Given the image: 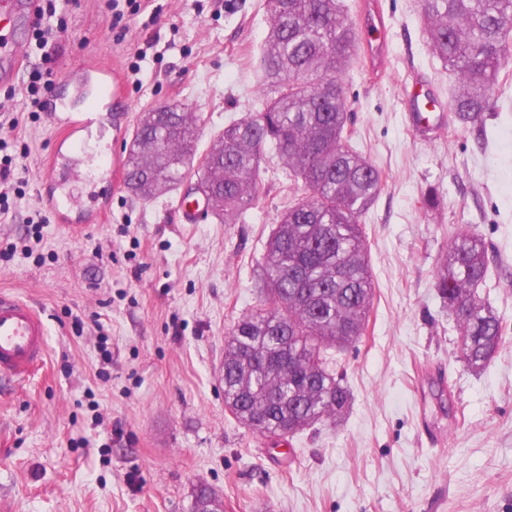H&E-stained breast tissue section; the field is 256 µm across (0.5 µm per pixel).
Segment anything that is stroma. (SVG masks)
I'll return each mask as SVG.
<instances>
[{
    "instance_id": "stroma-1",
    "label": "stroma",
    "mask_w": 512,
    "mask_h": 512,
    "mask_svg": "<svg viewBox=\"0 0 512 512\" xmlns=\"http://www.w3.org/2000/svg\"><path fill=\"white\" fill-rule=\"evenodd\" d=\"M385 16L382 73L352 55L342 80L352 145L385 175L363 227L375 295L364 336L336 353L348 411L274 446L224 406L225 334L259 304L257 264L296 185L266 151L268 196L239 224L214 215L181 223L195 185L146 201L126 184H71L72 226L48 199L58 129L31 113L15 81L0 141L24 196L0 214V290L46 323V364L23 383L0 380V512H191L211 487L224 512H512V70L480 124L439 136L413 132L405 90L426 80L447 105L454 77L422 31L418 0H377ZM107 0H58L67 23L57 55L30 31L9 33L25 68L52 73L67 97L80 64L115 66L127 87V125H92L98 150L128 154L141 114L158 105L197 118L199 152L231 121L260 111L265 0H143L111 28ZM41 213V241L24 234ZM482 236L489 269L480 294L499 316L503 345L481 372L459 357V332L435 289L448 242Z\"/></svg>"
}]
</instances>
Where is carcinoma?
<instances>
[{
    "mask_svg": "<svg viewBox=\"0 0 512 512\" xmlns=\"http://www.w3.org/2000/svg\"><path fill=\"white\" fill-rule=\"evenodd\" d=\"M268 6L263 109L225 126L197 165V120L176 105H159L158 120L134 133L127 172L144 199L197 174L226 224L267 196L260 179L266 146L302 184V196L266 243L257 279L261 303L232 326L224 352L228 412L263 436L292 437L337 418L350 403L331 350L357 342L368 324L374 288L361 219L383 177L350 144L341 73L358 32L340 0H268ZM421 9L432 54L457 80L448 100L451 120L473 123L512 65V0H421ZM488 266L483 239L462 232L435 277L464 339L462 359L473 369L486 367L503 340L499 318L477 292Z\"/></svg>",
    "mask_w": 512,
    "mask_h": 512,
    "instance_id": "1",
    "label": "carcinoma"
}]
</instances>
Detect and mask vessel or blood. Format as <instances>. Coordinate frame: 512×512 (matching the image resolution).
Masks as SVG:
<instances>
[{"instance_id":"b4317fda","label":"vessel or blood","mask_w":512,"mask_h":512,"mask_svg":"<svg viewBox=\"0 0 512 512\" xmlns=\"http://www.w3.org/2000/svg\"><path fill=\"white\" fill-rule=\"evenodd\" d=\"M36 0H0V19L16 23L21 19H33ZM361 24L359 43L368 67L381 68L385 58V46L381 32L385 19L373 0H365L360 9ZM23 58L15 45L0 42V81L16 78ZM73 91L88 105H96L102 94L110 98L123 95L124 85L117 73L101 63L90 62L73 75ZM415 130L427 133L437 123L435 112L438 102L427 92L422 79H414L406 93ZM52 115L60 123L58 144L51 156L49 173L57 175L61 160L76 155L82 148L81 133L88 117L86 114L69 111L65 100H53ZM47 330L43 320L23 300L0 292V376L21 381L39 366L48 356Z\"/></svg>"}]
</instances>
